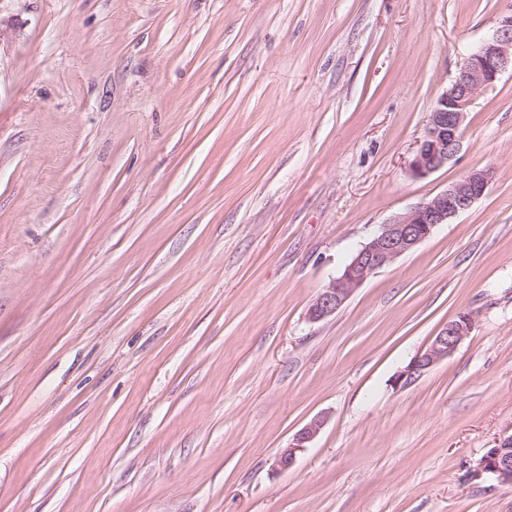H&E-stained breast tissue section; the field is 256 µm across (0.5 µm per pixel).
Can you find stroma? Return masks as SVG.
Masks as SVG:
<instances>
[{
	"label": "stroma",
	"mask_w": 512,
	"mask_h": 512,
	"mask_svg": "<svg viewBox=\"0 0 512 512\" xmlns=\"http://www.w3.org/2000/svg\"><path fill=\"white\" fill-rule=\"evenodd\" d=\"M512 0H0V512H512V73L410 162ZM483 197L336 315L394 215ZM471 333L394 378L458 313ZM292 468L272 463L315 417ZM492 172L470 171L462 179L427 202L391 218L364 244L341 270L311 301L307 315L311 322L330 318L373 274L392 264L403 254L424 242L440 224L469 210L485 193ZM478 472L495 475L501 482L512 484V435L498 448H491L477 464Z\"/></svg>",
	"instance_id": "1"
}]
</instances>
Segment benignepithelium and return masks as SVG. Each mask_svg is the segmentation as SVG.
Listing matches in <instances>:
<instances>
[{
    "label": "benign epithelium",
    "mask_w": 512,
    "mask_h": 512,
    "mask_svg": "<svg viewBox=\"0 0 512 512\" xmlns=\"http://www.w3.org/2000/svg\"><path fill=\"white\" fill-rule=\"evenodd\" d=\"M508 70L512 71V12L501 15L491 36L466 55L458 76L437 99L410 164L414 176L427 177L452 160L460 146L462 125L475 98L493 87ZM491 179L492 172L488 169L472 170L431 200L381 225L340 274L313 298L307 311L308 319L320 322L334 316L378 270L415 249L438 225L447 224L469 210L484 195ZM472 325L470 314H458L433 336L426 349L411 359L396 383L408 385L451 356L468 336ZM323 425L324 420L317 417L299 430L293 442L275 458V469L291 468L296 453L315 439ZM477 469L512 484V435L503 439L498 447L489 449L479 460Z\"/></svg>",
    "instance_id": "benign-epithelium-1"
}]
</instances>
